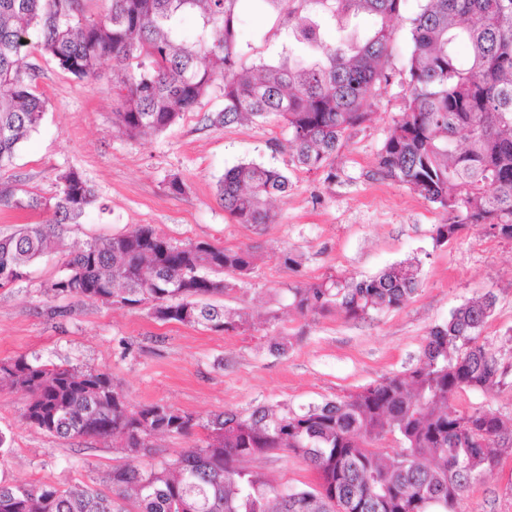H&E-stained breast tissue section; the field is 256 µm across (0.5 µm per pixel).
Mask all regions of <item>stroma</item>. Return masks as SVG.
<instances>
[{"label":"stroma","mask_w":512,"mask_h":512,"mask_svg":"<svg viewBox=\"0 0 512 512\" xmlns=\"http://www.w3.org/2000/svg\"><path fill=\"white\" fill-rule=\"evenodd\" d=\"M418 5L408 0L393 21L391 82L370 121L343 142L328 171L289 165L287 154L274 148L288 137L280 124L206 125L204 115L223 105L216 96L150 140L130 139L112 126L117 99L110 63L102 64L97 78L79 82L54 61L40 59L38 90L47 110L14 166L0 171V183L50 198L60 171L82 172L102 207L72 227L70 242L148 224L175 243L253 248L255 268L231 277L220 298L225 307L252 315L253 325L215 332L160 323L144 305L49 298L43 288L62 270L60 254L51 253L30 267L26 280L0 288V358L25 355L92 367L111 374L131 404L159 402L198 418L222 411L246 415L261 406L297 410L414 368L431 328L491 292L496 307L482 338L512 367V240L487 236L477 224L436 245L433 228L447 223V211L376 172L379 149L407 105L404 64ZM275 29L274 15L244 7L239 41L250 61L274 56ZM248 161L288 170L292 188L274 201V223H234L216 201L224 171ZM176 176L187 186L184 194L168 190ZM286 251L301 255L300 269L283 264ZM412 257L421 261L419 285L402 308L348 321L333 313L305 318L290 305L288 289L297 282L337 273L371 276ZM57 307L62 315H54ZM284 336L291 341L287 353H273L271 343ZM27 399L24 391L0 389V432L12 445L0 459V480L105 488L121 454L98 439H62L22 425ZM247 465L282 487L316 485L304 460L290 453L252 458ZM459 510L512 512V454L471 487Z\"/></svg>","instance_id":"obj_1"}]
</instances>
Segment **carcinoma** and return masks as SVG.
<instances>
[{
	"instance_id": "1",
	"label": "carcinoma",
	"mask_w": 512,
	"mask_h": 512,
	"mask_svg": "<svg viewBox=\"0 0 512 512\" xmlns=\"http://www.w3.org/2000/svg\"><path fill=\"white\" fill-rule=\"evenodd\" d=\"M252 1L276 15L278 60L247 63L237 41L241 8ZM86 13L84 0H0V170L40 125L33 52L79 81L112 64L118 106L112 124L131 139L167 130L201 100L224 105L209 125L248 120L283 124L275 149L296 167L330 165L344 138L367 122L378 91L390 84V23L407 0H107ZM187 14L195 37L182 35ZM368 15L377 20L360 30ZM39 33L36 46L29 44ZM408 105L378 154V172L448 211L433 240L440 246L469 225L512 240V0H423L411 19ZM291 180L278 167L240 163L224 172L216 197L237 224H273L270 203ZM93 185L76 169L58 175L51 198L0 187V207L46 219L0 237V287L27 278L31 264L63 240L96 206ZM255 263L248 247L177 244L142 225L74 246L65 272L44 287L56 298L114 306L150 305L163 323L239 332L246 312L210 302ZM420 260L373 276L329 275L288 289L303 316L337 312L361 320L403 306L417 291ZM496 296L462 304L433 327L420 364L362 389L299 411L259 407L249 416L205 420L161 403L132 405L112 375L25 355L0 359V384L29 394L21 422L63 439L112 441L125 463L110 491L89 486L0 481V512H457L471 486L512 452V424L491 408L459 409L470 390L505 385L507 368L489 353L482 329ZM204 437L158 464L145 461L158 435ZM391 439L396 448L387 451ZM274 452L301 457L316 487H278L241 462Z\"/></svg>"
}]
</instances>
